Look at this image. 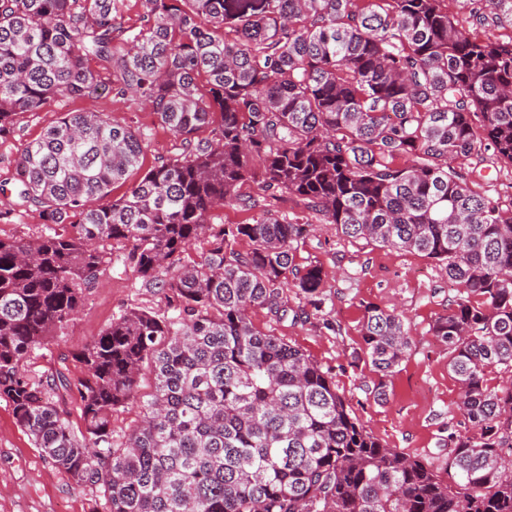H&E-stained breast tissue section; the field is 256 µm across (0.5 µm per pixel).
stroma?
Segmentation results:
<instances>
[{"label": "stroma", "instance_id": "1", "mask_svg": "<svg viewBox=\"0 0 512 512\" xmlns=\"http://www.w3.org/2000/svg\"><path fill=\"white\" fill-rule=\"evenodd\" d=\"M66 112H104L136 129L148 130L142 159L151 168L173 155L179 139L162 130L152 112L140 103L108 92L97 98L58 100L44 111L20 114L13 133L0 138V239L29 240L45 231L35 208L15 204V161L23 147ZM121 247L114 262L87 292L75 318L54 331L45 348L25 364L32 379L62 369L81 374L74 354L112 319L126 310L163 313L164 293L142 287L125 271ZM299 266L320 265L325 273L323 302L308 303L298 289H285L288 316L268 310L251 313L253 325L281 336L316 361L343 393L351 414L368 431L417 459L442 463L448 436L463 431L457 410L459 389L448 372V353L429 334L432 321L447 313L457 288L434 263L420 255L341 237L335 225L313 223L294 254ZM403 311L412 336L404 361L387 378L389 398L374 402L371 391L380 380L367 362L360 326L364 304ZM103 500L96 488H78L46 459L31 437L13 419L9 403L0 399V512H98Z\"/></svg>", "mask_w": 512, "mask_h": 512}]
</instances>
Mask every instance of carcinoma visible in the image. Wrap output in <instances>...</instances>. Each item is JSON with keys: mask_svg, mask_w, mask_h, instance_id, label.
<instances>
[{"mask_svg": "<svg viewBox=\"0 0 512 512\" xmlns=\"http://www.w3.org/2000/svg\"><path fill=\"white\" fill-rule=\"evenodd\" d=\"M443 2L140 0L131 32L122 0H0V137L20 113L100 96L105 71L181 140L107 204L141 167L138 129L66 112L16 159L18 205L47 231L0 239V398L73 484L104 490V512H512V205L473 190L466 164L490 145L512 168V40L473 36ZM460 2L476 25L512 27V0ZM267 197L458 286L429 329L472 428L448 435L445 468L388 447L320 365L254 327L249 309L285 314L284 288L317 297L325 277L295 264L306 225ZM226 205L253 216L226 224ZM111 242L167 311L112 320L74 354L82 376L31 379L23 361L79 312ZM361 335L384 377L412 343L405 316L374 304ZM145 366L153 390L117 441L112 409L140 398Z\"/></svg>", "mask_w": 512, "mask_h": 512, "instance_id": "cac0c4a2", "label": "carcinoma"}]
</instances>
